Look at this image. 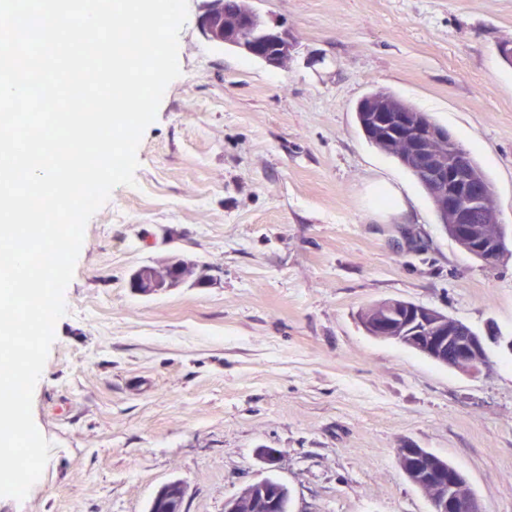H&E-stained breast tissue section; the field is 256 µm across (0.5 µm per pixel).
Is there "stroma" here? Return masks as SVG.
Masks as SVG:
<instances>
[{
  "instance_id": "35a3bbf8",
  "label": "stroma",
  "mask_w": 512,
  "mask_h": 512,
  "mask_svg": "<svg viewBox=\"0 0 512 512\" xmlns=\"http://www.w3.org/2000/svg\"><path fill=\"white\" fill-rule=\"evenodd\" d=\"M204 3L189 0L182 74L135 186L86 226L33 393L50 457L0 512H147L172 480L185 512H224L267 477L288 512H430L404 447L463 472L485 512H512V353L489 344L473 376L359 321L403 300L512 336V255L463 250L355 118L376 89L427 113L512 226V0H250L294 39L278 67L206 40ZM176 258L210 284L131 288L137 268Z\"/></svg>"
}]
</instances>
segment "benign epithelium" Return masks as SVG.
<instances>
[{
    "label": "benign epithelium",
    "mask_w": 512,
    "mask_h": 512,
    "mask_svg": "<svg viewBox=\"0 0 512 512\" xmlns=\"http://www.w3.org/2000/svg\"><path fill=\"white\" fill-rule=\"evenodd\" d=\"M199 29L208 39L229 45L270 66L282 64L292 50L288 31L267 26L250 8L228 17L224 0H209L199 16ZM376 112L379 129L408 140L417 169L444 191L440 205L452 224L448 235L467 247L477 259L492 263L509 252L504 225L493 213L489 235L480 234L477 221L492 198L491 192L476 183L466 157L454 152L443 155L436 147H451L455 142L448 131L423 116L401 109L383 99H374L363 107ZM408 309L402 317L401 308ZM364 329L370 335L391 340L413 349L434 362L476 375L488 368L487 341H493L512 352V336L487 332L482 336L462 323L433 308L412 302L392 301L371 314ZM396 456L406 467L412 484L431 504L432 512H484L466 476L442 458L432 456L424 448H398ZM287 487L270 479L245 487L241 493L224 503V512H251L256 501L278 504ZM187 491L179 480L164 484L152 498L148 512H181L173 507L184 504Z\"/></svg>",
    "instance_id": "1"
}]
</instances>
